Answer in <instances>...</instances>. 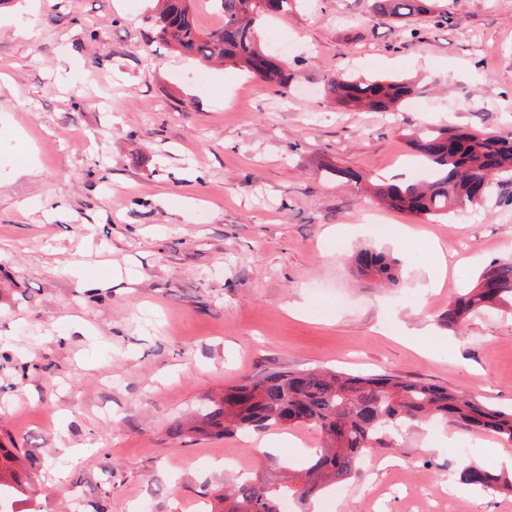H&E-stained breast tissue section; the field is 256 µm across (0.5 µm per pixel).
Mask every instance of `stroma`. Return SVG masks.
Here are the masks:
<instances>
[{
    "label": "stroma",
    "mask_w": 512,
    "mask_h": 512,
    "mask_svg": "<svg viewBox=\"0 0 512 512\" xmlns=\"http://www.w3.org/2000/svg\"><path fill=\"white\" fill-rule=\"evenodd\" d=\"M438 8L439 26H394L368 0L263 19L282 96L161 48L156 0L0 6V447L34 463V512H204L234 474L301 467L319 443L308 427L279 429L274 451L170 433L270 369L403 375L512 407V314L459 334L439 322L512 254V206L494 194L443 219L371 195L377 177L420 178L419 128L512 133V0ZM336 71L416 91L395 112H352L324 95ZM364 246L401 259V288L356 279L345 258ZM437 246L448 268L432 289ZM62 428L81 455L58 450ZM437 430L430 452L424 427L404 430L315 512H512L459 479L465 461L504 467L512 443Z\"/></svg>",
    "instance_id": "obj_1"
}]
</instances>
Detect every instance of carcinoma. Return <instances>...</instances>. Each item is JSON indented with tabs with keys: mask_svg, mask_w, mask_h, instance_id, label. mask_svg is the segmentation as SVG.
Listing matches in <instances>:
<instances>
[{
	"mask_svg": "<svg viewBox=\"0 0 512 512\" xmlns=\"http://www.w3.org/2000/svg\"><path fill=\"white\" fill-rule=\"evenodd\" d=\"M216 2L223 23L204 31L195 22L192 0H162L156 22L163 46L203 65L235 66L286 94L288 75L262 50L256 23L264 16L288 13L292 0ZM371 12L395 21L418 14L445 19L429 0H371ZM413 93V85L396 77L345 72L324 79V94L344 108L390 110ZM407 143L428 176L378 186V197L393 209L446 216L484 202L495 186L512 185L511 135L440 126L417 131ZM351 265L359 280L400 286L401 260L390 253L362 248L351 257ZM507 304L512 306L511 257L486 265L475 284L448 305L441 324L460 331L470 315ZM432 421L512 442V408L407 376L316 369L256 375L209 400L198 419L176 425L173 433L226 437L297 425L316 429L321 440L318 457L300 474L273 484L256 476L214 496L217 512H281L284 501L309 503L325 488L352 478L359 462L375 449L388 447L389 438ZM460 477L485 491L512 492L511 476L472 463L461 464ZM33 479L34 473L20 465L11 449L0 448V495L24 503Z\"/></svg>",
	"mask_w": 512,
	"mask_h": 512,
	"instance_id": "obj_1",
	"label": "carcinoma"
}]
</instances>
